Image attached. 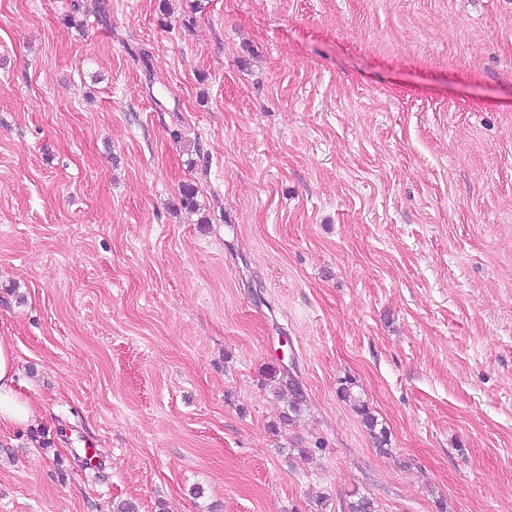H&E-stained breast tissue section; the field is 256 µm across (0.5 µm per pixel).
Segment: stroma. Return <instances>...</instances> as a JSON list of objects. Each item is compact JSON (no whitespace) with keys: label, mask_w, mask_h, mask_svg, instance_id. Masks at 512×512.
<instances>
[{"label":"stroma","mask_w":512,"mask_h":512,"mask_svg":"<svg viewBox=\"0 0 512 512\" xmlns=\"http://www.w3.org/2000/svg\"><path fill=\"white\" fill-rule=\"evenodd\" d=\"M0 341V512H512V0H0ZM18 386L12 349L0 341V420L30 427L35 420L36 408ZM351 381V379H345L344 382H340V386L338 388L339 397L343 401H348L354 406V409L356 413L361 417L363 424L370 431V435L375 440L376 447L379 449V451L383 453H389L391 448H389L388 432L384 428H380L379 432L376 433L378 421L375 416L371 414L367 404H365L362 398L355 395L353 391L355 384ZM276 393L286 400L287 411L283 412L280 419V425L289 426L294 423L296 417L299 416L302 410L303 394L299 386L295 383H290L289 386L278 384Z\"/></svg>","instance_id":"35a3bbf8"}]
</instances>
